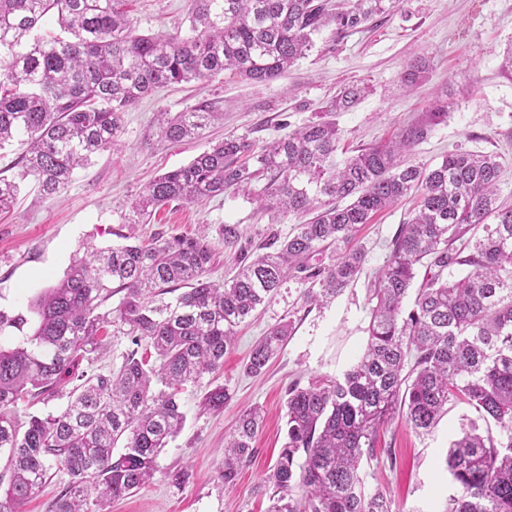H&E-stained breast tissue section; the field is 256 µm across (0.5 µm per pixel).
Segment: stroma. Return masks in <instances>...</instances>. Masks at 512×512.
<instances>
[{"label": "stroma", "mask_w": 512, "mask_h": 512, "mask_svg": "<svg viewBox=\"0 0 512 512\" xmlns=\"http://www.w3.org/2000/svg\"><path fill=\"white\" fill-rule=\"evenodd\" d=\"M190 7L189 0H133L130 15L141 32L165 33L185 25ZM314 41L306 58L269 82L228 75L158 88L125 112L118 149L76 169L60 198L45 201L34 187L23 186L12 208L0 212V309H26L63 276L84 242L118 244L121 215L156 176L188 164L225 136L245 134L261 145L326 114L340 130L337 156L344 159L424 122L435 101L447 102V119L414 146L411 160L434 165L454 149L496 154L502 196L512 203V71L501 66L503 52L512 46V0H399L391 13L361 31L336 40L326 29ZM419 57L428 65L425 77L406 86L402 75ZM352 84L367 86L365 97L349 111L327 113L329 101ZM201 104L218 117L200 137L171 146L148 141L157 112ZM413 207V198L402 199L361 227L357 241L368 255L364 275L328 306L305 304L304 282L286 278L240 327L223 368L182 394L185 425L163 448L153 479L114 500L108 512H270L274 500L263 484L285 443L286 390L296 380L305 385L339 378L357 358L366 340L367 279L383 266ZM227 224L243 225L241 245L251 251L270 234L288 236L296 219L271 216L243 195L228 193L164 206L139 225L138 234L145 238L163 229L206 236L214 247L208 277L222 284L239 267L236 253L221 243ZM287 318L294 321L293 336L265 372L247 374L244 365L254 344ZM217 385L228 388L231 398L222 412L213 413L201 397ZM252 406L263 413L254 456L236 485L221 489L216 469L224 459V438L239 413ZM467 413L465 405H456L424 435L395 420L379 445L394 449L397 463L367 471V485L386 492L397 512H441L452 491L445 470L448 446ZM186 465L190 481L172 486L167 470Z\"/></svg>", "instance_id": "35a3bbf8"}]
</instances>
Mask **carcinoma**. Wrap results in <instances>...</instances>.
I'll use <instances>...</instances> for the list:
<instances>
[{"mask_svg":"<svg viewBox=\"0 0 512 512\" xmlns=\"http://www.w3.org/2000/svg\"><path fill=\"white\" fill-rule=\"evenodd\" d=\"M126 2L0 0V148L16 137L26 144L18 172L0 177V210L26 183L44 200L60 197L76 168L119 145L123 114L156 88L227 72L276 79L308 55L323 29L341 38L397 0H190L188 26L156 35L138 30ZM50 15L57 33L44 30ZM365 93L351 86L328 111H346ZM447 114L448 103H438L398 140L341 162L332 121H310L261 146L230 135L147 183L122 223L228 191L253 196L261 211L307 220L284 238L271 235L265 252L240 254L227 284L207 278L213 247L203 238L120 233L124 243L75 256L31 301L33 333L0 347V450L9 472L0 512H19L53 470L67 484L51 512H105L142 488L185 424L181 391L224 366L240 325L290 276L309 284L305 302H330L365 270L366 252L349 247L359 226L412 193L417 209L367 288L363 354L341 379L290 385L287 441L266 483L282 502L276 512H395L361 476L366 465L394 464L377 447L380 431L400 417L427 434L462 403L470 414L448 448L456 492L443 512H512V207L499 203L501 166L494 155L460 149L433 167L403 159ZM215 116L206 106L159 112L148 139L198 136ZM242 237L239 224L222 228L226 249ZM333 244L328 262L314 261ZM456 266L468 272L447 276ZM116 295L117 305L102 309ZM29 321L0 310V331L21 332ZM292 333L291 320L272 327L245 371L261 374ZM111 334L134 345L121 365L77 372ZM65 384L62 408L19 419V405L45 404ZM229 399L217 385L203 405L219 412ZM261 425L258 408L240 416L216 470L221 486H233L251 461Z\"/></svg>","mask_w":512,"mask_h":512,"instance_id":"cac0c4a2","label":"carcinoma"}]
</instances>
